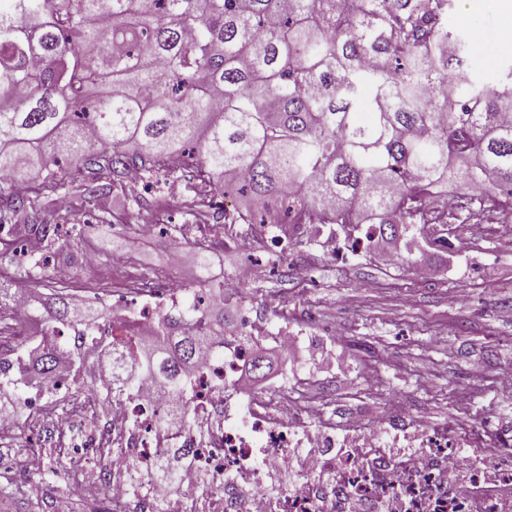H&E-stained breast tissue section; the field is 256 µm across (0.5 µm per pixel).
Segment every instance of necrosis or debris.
<instances>
[{
    "label": "necrosis or debris",
    "instance_id": "obj_1",
    "mask_svg": "<svg viewBox=\"0 0 512 512\" xmlns=\"http://www.w3.org/2000/svg\"><path fill=\"white\" fill-rule=\"evenodd\" d=\"M179 290L146 287L133 301L117 299L113 316L152 335ZM247 347L224 339V355L207 356L191 397V428L163 432L166 406L154 382L134 397L116 393L109 369L84 373L93 390L62 412L58 454L73 472L72 497L105 493L112 512H512V468L470 444L465 456L447 432L402 421L374 420L337 430L321 419L301 430L293 417L306 400L282 390L241 403L236 383ZM170 448L195 454L169 484L155 466Z\"/></svg>",
    "mask_w": 512,
    "mask_h": 512
}]
</instances>
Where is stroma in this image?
Instances as JSON below:
<instances>
[{
  "instance_id": "35a3bbf8",
  "label": "stroma",
  "mask_w": 512,
  "mask_h": 512,
  "mask_svg": "<svg viewBox=\"0 0 512 512\" xmlns=\"http://www.w3.org/2000/svg\"><path fill=\"white\" fill-rule=\"evenodd\" d=\"M502 18L497 11L468 13L463 0L449 19L461 27L474 56L468 71L474 82H498L507 65L500 52ZM188 191L167 195L165 209L151 204L130 208L112 203V223L82 224L71 235L78 253L97 251V268L77 273L69 266L52 270L54 282L74 291L100 288L125 293L145 274L156 273L159 287L184 282L199 222H183ZM469 204L458 200L448 218L452 246L427 245L424 232L414 239L375 240L367 251L340 261L325 253L313 229L294 232L281 248L269 250L273 231L257 224L236 225L217 241L213 275H231L247 264L261 268L242 297L224 300V333L253 337L254 349L274 359V367L253 382L263 394L282 387L303 388L317 414L301 419L316 427L318 414L344 424L367 416L389 421L388 400L399 395L406 413L425 417L438 430L495 442L512 437V393L497 382L512 366V214L497 212L480 221L467 219ZM182 224L141 238L138 227L161 222ZM412 254L411 262L391 265V254ZM131 257L123 271L113 260ZM289 328L307 337L304 355L284 359L272 338ZM342 354L345 365L321 362L324 351ZM0 473L32 484L45 512H107L104 497L72 500L65 476L28 469L19 442L0 440Z\"/></svg>"
}]
</instances>
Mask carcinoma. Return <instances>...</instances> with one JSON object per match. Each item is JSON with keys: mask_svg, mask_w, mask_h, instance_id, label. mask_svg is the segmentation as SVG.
I'll return each instance as SVG.
<instances>
[{"mask_svg": "<svg viewBox=\"0 0 512 512\" xmlns=\"http://www.w3.org/2000/svg\"><path fill=\"white\" fill-rule=\"evenodd\" d=\"M455 0H0V229L44 252L19 278L50 288L49 254L87 207L107 222L129 170L146 183L191 175V211L213 191L248 203L223 224L374 226L399 238L429 224L439 184L512 213V64L495 86L465 75L471 47L448 30ZM371 111H359L364 93ZM0 274V321L19 288ZM17 339L0 342V395L42 388L94 356L131 397L153 379L163 425L190 422L203 347L224 354V306L183 298L152 343L113 336L94 306L61 290L30 301ZM160 464L168 481L190 459Z\"/></svg>", "mask_w": 512, "mask_h": 512, "instance_id": "1", "label": "carcinoma"}]
</instances>
